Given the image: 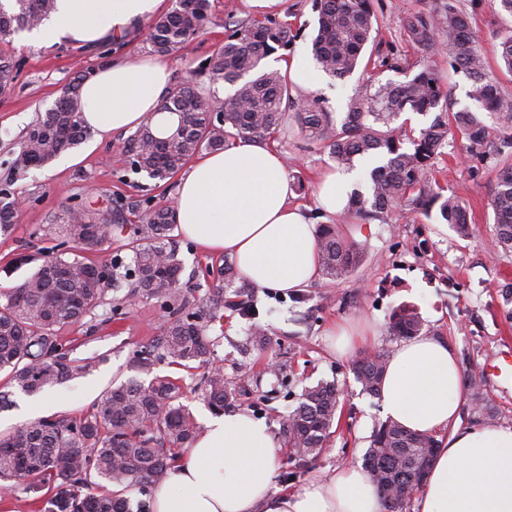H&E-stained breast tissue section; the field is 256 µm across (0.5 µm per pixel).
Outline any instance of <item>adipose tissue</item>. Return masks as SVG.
Wrapping results in <instances>:
<instances>
[{"label":"adipose tissue","instance_id":"obj_1","mask_svg":"<svg viewBox=\"0 0 512 512\" xmlns=\"http://www.w3.org/2000/svg\"><path fill=\"white\" fill-rule=\"evenodd\" d=\"M164 0H56L35 33L38 42L78 46L120 38ZM169 63L154 56L117 58L81 86L86 125L110 136L151 124L166 133L176 118L161 111ZM351 174L324 171L316 198L342 211ZM296 187L283 153L249 140L196 160L177 188L175 222L199 247L229 254L252 285L298 291L319 274L314 224L292 203ZM465 380L448 345L417 336L393 352L381 384L385 413L406 429L448 436L424 482L418 512H512V429L459 427ZM279 438L245 411L212 414L190 447L153 489V512H384L365 471L343 467L327 478L274 496Z\"/></svg>","mask_w":512,"mask_h":512}]
</instances>
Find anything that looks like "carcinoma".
I'll use <instances>...</instances> for the list:
<instances>
[{
	"instance_id": "carcinoma-1",
	"label": "carcinoma",
	"mask_w": 512,
	"mask_h": 512,
	"mask_svg": "<svg viewBox=\"0 0 512 512\" xmlns=\"http://www.w3.org/2000/svg\"><path fill=\"white\" fill-rule=\"evenodd\" d=\"M55 10V0H0V40L37 28ZM209 0H180L179 7L153 20L148 42L151 53L167 56L202 29L209 18ZM317 32L312 55L324 74L342 79L368 67L393 71L401 81L379 80L349 99L345 116L337 121L313 102L293 96L287 75L265 66L280 49H288L294 35L288 22L275 18L238 20L227 15L229 35L224 46L206 59L209 83L234 87L227 99L207 96L193 79L177 82L168 92L162 111L178 117L168 135L159 137L151 127L139 128L128 140L129 171L154 182L172 185L173 179L196 156L244 139L266 144L277 134L288 112H295L305 139L329 151L336 167L349 170L355 161L377 157L368 173L366 190L354 192L342 221L369 218L393 209L425 215L438 208L442 220L460 237L472 233L463 200L446 195L432 180L435 160L449 139H466L477 154L491 150L499 157L495 191L490 200L494 214L495 245L512 249V100L501 96L487 73V62L470 22L458 0H439L432 9L405 16L406 40L429 58L442 48L439 35L448 39L450 67L470 81L468 96L477 109L451 112L448 93L438 72L423 63L412 73L396 58L380 56L375 44L376 17L371 0H315ZM499 71L512 76V30L499 43ZM82 71L55 104L40 115L24 135V148L13 169L24 173L43 167L86 139L79 97ZM16 65L0 58V93L13 87ZM404 112L433 115L419 133L398 123ZM502 131L498 142L488 140L485 117ZM18 193L0 188V238L10 237L20 222ZM136 223L122 213L100 214L82 203L65 209L62 223L52 224L48 236L65 237L77 245L71 258L21 257L34 272L21 284L0 289V371L9 370L10 383L25 393H36L93 373L100 358L72 359L59 332L83 320L104 302L112 282H131L136 293L164 302L168 319L161 337L164 355L185 369L206 368L201 384L204 400L214 413L235 401L236 387L224 372L211 368L212 350L201 324L202 314L179 286L182 263L169 245L174 207H158L147 197L132 211ZM125 239L131 252L110 259L111 275L103 278L99 266L85 257ZM321 272L325 282L347 279L364 259V248L337 224L318 231ZM393 335H419L422 323L411 309L393 316ZM390 359L387 351L357 356L352 370L362 390L380 395ZM180 386L169 376L143 384L134 379L103 390L92 411L79 418H42L10 432L0 433V488L22 487L38 494L44 512H150L149 488L160 482L190 443L200 426L178 403ZM339 393L333 384L304 390L297 405L284 415L282 435L291 459L306 462L318 457L331 436ZM441 440L417 433L388 420L370 437L364 455L375 490L387 512H405L418 484L410 477L431 463ZM137 486L144 498L132 507L124 497L104 491L105 484Z\"/></svg>"
}]
</instances>
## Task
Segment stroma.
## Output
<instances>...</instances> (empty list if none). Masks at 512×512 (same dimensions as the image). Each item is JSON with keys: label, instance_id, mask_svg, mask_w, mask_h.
Segmentation results:
<instances>
[{"label": "stroma", "instance_id": "35a3bbf8", "mask_svg": "<svg viewBox=\"0 0 512 512\" xmlns=\"http://www.w3.org/2000/svg\"><path fill=\"white\" fill-rule=\"evenodd\" d=\"M434 4L435 0H372L383 52L394 53L407 66L418 65L420 56L403 34V18ZM460 4L472 16L489 76L503 97L512 98V76L499 73L496 67L498 43L512 27V18L491 8L489 0H460ZM230 13L246 18L242 0H210L209 20L203 29L168 57L173 81L188 77L223 45L227 36L224 19ZM282 17L295 34L289 56L311 62L310 41L316 23L312 0H285ZM148 33L142 25L125 33L120 42L93 47L65 41L41 45L20 32L0 42V53L21 64L13 89L0 94V184L9 183L26 199L12 237L0 239V285L18 284L32 273V265L20 264L19 256L37 251L65 256L73 251V244L60 247L43 234L67 207L92 201L104 213L111 201L130 205L141 199L144 179L127 173L123 144L128 135L124 132L104 141L89 137L72 150L68 164L57 159L17 174L12 162L28 127L54 103L64 86L81 71L101 65L103 59L147 54ZM366 81L362 72L343 80L323 75L318 87L305 97L340 117ZM278 147L298 164L303 188L296 204L313 224L332 223V216L321 213L316 202L319 174L333 166L329 153L304 139L291 116L281 129ZM495 165L493 157L477 158L468 141L457 137L451 139L436 166L440 185L459 195L467 206L475 226L473 238H459L435 214L427 217L404 210L359 219L345 230L367 254L347 279L328 286L319 278L298 295L257 288L253 291L258 309L255 319L228 313L210 322L207 336L213 344V359L223 367L225 379L239 390L236 409L277 429L304 388L328 381L342 392L328 448L304 466L280 453L275 494L294 491L341 467H362L370 437L386 419L381 399L362 392L351 370V357L332 350L328 330L334 325L364 322L371 328L368 349L392 351L401 343L389 331L393 314L403 307L414 309L422 320L423 334L448 343L463 375L478 378V388L464 392L462 425H472L476 405L485 400L493 410V423L512 429V377L487 371L488 365L512 355V251L494 248V217L489 206ZM172 236L182 261L183 289L198 306L209 305L217 286L224 282L223 255L201 252L180 230H173ZM129 295L128 283H121L107 292L94 315L61 331L60 340L73 357L98 355L102 361L90 375L45 388V416L88 413L105 387L130 377L147 382L156 374L178 378L182 402L196 419L208 415L201 397L202 370L178 369L159 355L150 368H141V349L156 343L167 314L162 303L150 297L127 305ZM258 326L264 337L255 336Z\"/></svg>", "mask_w": 512, "mask_h": 512}]
</instances>
